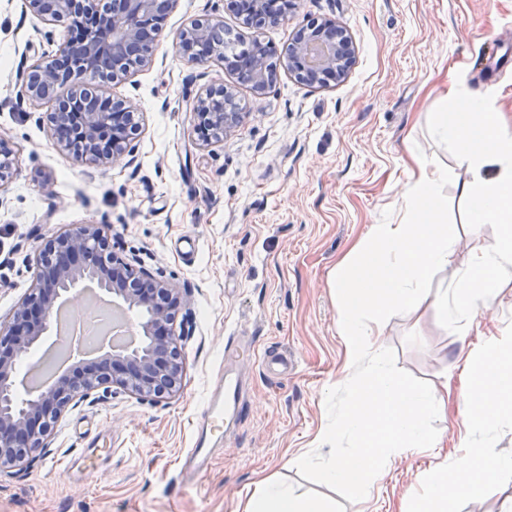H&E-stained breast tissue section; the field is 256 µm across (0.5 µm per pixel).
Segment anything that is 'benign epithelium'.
Here are the masks:
<instances>
[{"mask_svg":"<svg viewBox=\"0 0 512 512\" xmlns=\"http://www.w3.org/2000/svg\"><path fill=\"white\" fill-rule=\"evenodd\" d=\"M23 10L49 22L73 15L89 19L80 39L58 46L47 60L31 66L20 95L30 99L56 98L58 108L49 120L56 146L79 162L114 164L133 153L139 112L129 100H116L104 91L105 82L87 85L91 74L131 52L143 62L151 59L152 43L144 33L157 27L158 13L176 0H22ZM240 17L251 20L269 15L274 0H230ZM223 20L205 18L191 23L189 36L178 39L177 52L191 65L213 59L209 40ZM264 46L250 64L254 92H265L276 77L267 69ZM355 61L347 31L333 25L295 32L284 66L301 84L315 87L322 77L343 81ZM88 88L81 108L71 112L67 98L58 97L63 86ZM236 100L233 87L212 85L193 107L194 128L207 145L218 131L224 138L239 126L241 113L224 111V101ZM14 152L0 137V187L15 171ZM33 277L14 304L8 319L0 320V469L19 465L18 447L47 448L57 423L70 409L86 402L102 386L115 387L138 400L154 401L177 393L185 373L184 332L176 331L177 315L186 308L185 295L134 258L127 262L112 250L101 224H80L53 234L36 249ZM94 282L106 301L125 311L135 322L136 340L99 351L91 360H76L57 378L20 394L17 379L21 364L53 328L55 303L78 299L80 288Z\"/></svg>","mask_w":512,"mask_h":512,"instance_id":"7a95c632","label":"benign epithelium"}]
</instances>
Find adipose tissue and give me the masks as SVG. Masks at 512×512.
Segmentation results:
<instances>
[{"label":"adipose tissue","instance_id":"adipose-tissue-1","mask_svg":"<svg viewBox=\"0 0 512 512\" xmlns=\"http://www.w3.org/2000/svg\"><path fill=\"white\" fill-rule=\"evenodd\" d=\"M448 109L433 113L432 135L456 148L468 178L461 194L468 204V224L479 229L495 224L499 234L486 250L471 254L450 294L430 299L426 285L447 267L458 237L444 215V188L450 173L436 160L410 155L412 180L401 196L397 220L373 224L333 272L339 302V326L345 343L343 380L352 384L348 398L320 443L349 439L350 451L335 457L322 471L328 483L352 493L369 488L387 448H434L443 435L427 428L424 417L434 407L454 403L452 416L472 437L484 433L500 412L504 392L512 390V350L491 348L483 357L458 352L457 377L446 378L442 394L407 384L387 365L377 347L387 315L416 311L434 303L448 323L473 320L489 309L501 290L494 278L512 266V132L490 99L453 84L444 93ZM512 471V458L497 455L491 441L425 474L426 497L403 502L401 512H449L457 502L477 497L487 481ZM244 512H333L287 485L254 482Z\"/></svg>","mask_w":512,"mask_h":512}]
</instances>
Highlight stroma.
I'll use <instances>...</instances> for the list:
<instances>
[{"label":"stroma","mask_w":512,"mask_h":512,"mask_svg":"<svg viewBox=\"0 0 512 512\" xmlns=\"http://www.w3.org/2000/svg\"><path fill=\"white\" fill-rule=\"evenodd\" d=\"M0 0V135L16 172L0 191V317L31 281L29 259L42 240L77 224H102L122 258L139 257L172 287L188 290L192 327L180 391L140 401L99 389L69 411L51 448L0 471V512H236L247 489L270 478L328 500L335 512H397L422 494L423 471L444 465L451 446L469 448L452 418L425 416L444 448H393L369 496L323 481L318 466L333 449L317 438L345 395L338 388L345 351L331 274L372 224L393 216L412 170L408 151L448 166V223L460 240L447 269L429 281L449 288L472 251L491 246L498 227L471 232L458 186L466 180L447 145L429 134L431 113L455 82L488 95L512 129V0H296L286 19L245 28L224 0H177L159 24L152 62L109 83L135 102L141 132L135 160L100 167L55 149L46 115L52 100L20 97L30 66L72 34ZM220 16L231 31L259 36L284 52L312 20L343 26L356 48L348 78L307 87L287 71L264 93L238 84L217 63L186 65L176 42L191 21ZM233 86L244 113L227 138L198 144L192 103L207 86ZM498 300L474 322L451 325L431 306L392 312L377 345L394 372L440 389L444 353L480 333L512 344V267L498 271ZM287 369L265 368L266 354ZM239 375L244 410L224 421L206 475L185 457L200 435L199 416L223 367ZM108 459L87 465L93 448ZM310 457L306 467L295 466ZM512 472H503L456 512H505Z\"/></svg>","instance_id":"obj_1"}]
</instances>
